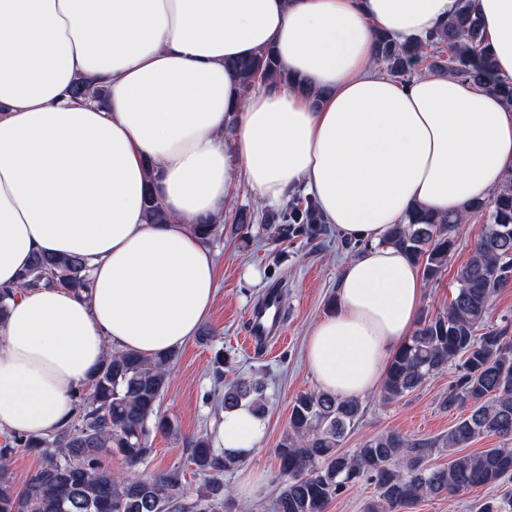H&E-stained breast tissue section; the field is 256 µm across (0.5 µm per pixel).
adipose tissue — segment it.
Returning a JSON list of instances; mask_svg holds the SVG:
<instances>
[{
    "label": "adipose tissue",
    "instance_id": "1",
    "mask_svg": "<svg viewBox=\"0 0 512 512\" xmlns=\"http://www.w3.org/2000/svg\"><path fill=\"white\" fill-rule=\"evenodd\" d=\"M512 77V0H476ZM458 0H0V289L36 253L77 255L92 288L25 290L0 321V431L43 434L115 348L177 350L216 289L194 224L247 181L267 206L303 190L359 248L306 359L320 390H374L410 336L417 268L386 240L414 205L443 215L512 177V106L450 75L395 81L374 33L422 38ZM273 47L296 84L241 93L228 60ZM84 78L104 102L74 103ZM323 89L312 102L303 86ZM155 192L169 223L150 224ZM265 420L224 411L211 432L250 458Z\"/></svg>",
    "mask_w": 512,
    "mask_h": 512
}]
</instances>
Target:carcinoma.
<instances>
[{
    "label": "carcinoma",
    "mask_w": 512,
    "mask_h": 512,
    "mask_svg": "<svg viewBox=\"0 0 512 512\" xmlns=\"http://www.w3.org/2000/svg\"><path fill=\"white\" fill-rule=\"evenodd\" d=\"M483 21L474 0H459L454 20L432 34L400 43L383 31L374 34V64L407 84L424 61L436 73H450L489 86L512 105V80L495 76ZM241 90L269 82L294 85L273 48L228 63ZM105 90L83 78L71 90L76 102L100 99ZM482 219L469 260L456 271V293L448 310L420 321L413 335L387 363L380 399L396 402L449 367L457 378L442 401L444 409L470 404L469 414L435 439H408L390 431L351 452L342 443L363 408L357 398H339L321 390L298 395L291 407L288 432L276 448L280 483L272 512H326L329 502L363 479L374 485L365 512H409L425 498H449L472 487L489 489L479 512H512V496L496 491L512 478V336L487 324L492 303L512 286V178L491 197L467 205L465 217L452 218L412 207L407 222L387 233V242L428 280L448 265L462 224ZM150 224L169 220L161 199L148 192ZM236 233L259 223L276 239L304 234L317 239L326 223L315 201L300 194L282 209L256 214L238 210ZM210 242L224 233L222 224H192ZM25 289L54 287L83 295L89 291L86 261L75 255L36 254L20 276ZM176 353L155 356L111 349L94 377L74 395L71 413L54 430L40 436L11 432L0 444V512H214L224 504V472L241 461L224 457L206 436L192 441L189 463L205 477L203 488L189 498L185 473L177 467L152 474L135 470L152 455L153 436L170 434L175 424L161 412ZM257 381L224 385L215 410L262 399ZM495 435L500 448L462 453L471 443ZM19 450L41 456V465L22 490L15 489L10 465ZM448 452V463H431L435 451ZM119 455L132 468L115 477L104 465Z\"/></svg>",
    "instance_id": "obj_1"
}]
</instances>
